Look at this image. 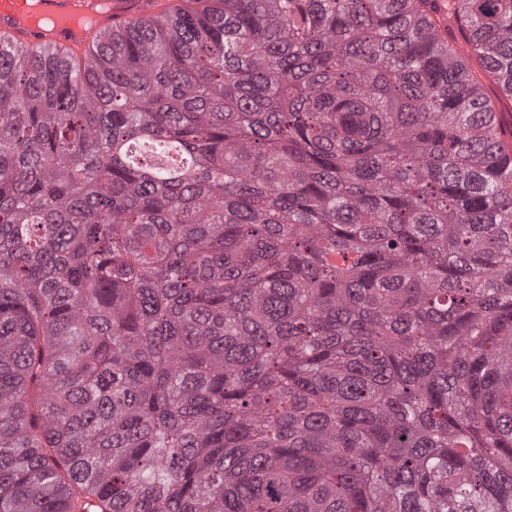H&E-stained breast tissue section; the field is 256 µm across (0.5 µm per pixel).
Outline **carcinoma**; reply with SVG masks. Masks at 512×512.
Returning <instances> with one entry per match:
<instances>
[{"label": "carcinoma", "instance_id": "obj_1", "mask_svg": "<svg viewBox=\"0 0 512 512\" xmlns=\"http://www.w3.org/2000/svg\"><path fill=\"white\" fill-rule=\"evenodd\" d=\"M486 78L512 98V0H178L67 70L0 50V512H512Z\"/></svg>", "mask_w": 512, "mask_h": 512}]
</instances>
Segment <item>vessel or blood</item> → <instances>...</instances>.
Returning a JSON list of instances; mask_svg holds the SVG:
<instances>
[{
    "mask_svg": "<svg viewBox=\"0 0 512 512\" xmlns=\"http://www.w3.org/2000/svg\"><path fill=\"white\" fill-rule=\"evenodd\" d=\"M154 8L155 0H0V47L20 44L64 67L99 34Z\"/></svg>",
    "mask_w": 512,
    "mask_h": 512,
    "instance_id": "1",
    "label": "vessel or blood"
}]
</instances>
